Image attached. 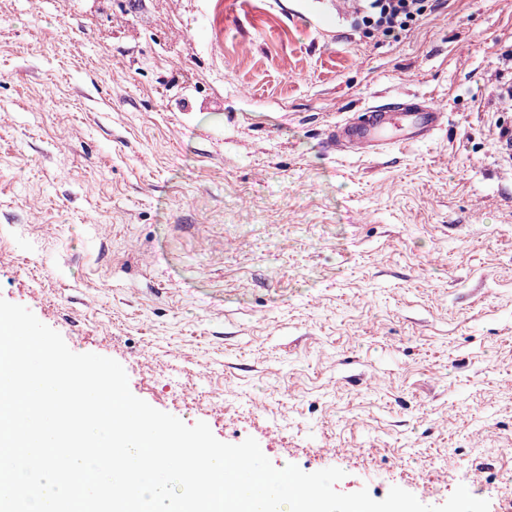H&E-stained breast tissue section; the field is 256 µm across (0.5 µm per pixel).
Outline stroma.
<instances>
[{
    "label": "stroma",
    "mask_w": 512,
    "mask_h": 512,
    "mask_svg": "<svg viewBox=\"0 0 512 512\" xmlns=\"http://www.w3.org/2000/svg\"><path fill=\"white\" fill-rule=\"evenodd\" d=\"M431 2L392 39L346 0H0V297L275 467L503 512L512 0ZM412 96L433 138L327 147Z\"/></svg>",
    "instance_id": "obj_1"
}]
</instances>
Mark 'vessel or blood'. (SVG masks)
I'll list each match as a JSON object with an SVG mask.
<instances>
[{"label":"vessel or blood","instance_id":"1","mask_svg":"<svg viewBox=\"0 0 512 512\" xmlns=\"http://www.w3.org/2000/svg\"><path fill=\"white\" fill-rule=\"evenodd\" d=\"M444 124V112L427 100L397 98L338 123L329 139L336 151L372 154L429 139Z\"/></svg>","mask_w":512,"mask_h":512}]
</instances>
